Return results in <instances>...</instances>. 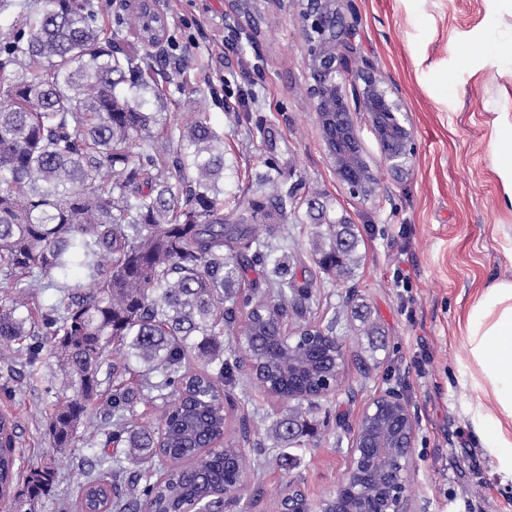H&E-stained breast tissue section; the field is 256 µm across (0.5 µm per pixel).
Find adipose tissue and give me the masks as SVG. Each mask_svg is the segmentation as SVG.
<instances>
[{"label":"adipose tissue","instance_id":"adipose-tissue-1","mask_svg":"<svg viewBox=\"0 0 512 512\" xmlns=\"http://www.w3.org/2000/svg\"><path fill=\"white\" fill-rule=\"evenodd\" d=\"M464 328L486 400L478 434L512 459V281L480 289Z\"/></svg>","mask_w":512,"mask_h":512}]
</instances>
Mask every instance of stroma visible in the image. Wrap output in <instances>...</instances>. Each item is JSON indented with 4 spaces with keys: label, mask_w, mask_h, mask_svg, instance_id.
<instances>
[{
    "label": "stroma",
    "mask_w": 512,
    "mask_h": 512,
    "mask_svg": "<svg viewBox=\"0 0 512 512\" xmlns=\"http://www.w3.org/2000/svg\"><path fill=\"white\" fill-rule=\"evenodd\" d=\"M162 4L170 42L152 75L164 98L146 111L169 128L206 116L224 148L225 211L254 197L262 175L293 190L288 216L269 211L254 239L312 285L310 311L288 312V327L331 328L344 348L341 384L310 414L314 432L291 469L277 458L271 400L250 378L227 386L225 435L243 438L253 468L239 505L224 512H277L289 482L314 504L334 494L364 407L387 390L418 422L412 512H512V460L477 434L482 396L462 323L479 288L512 280V200L494 167L497 130L512 120V0H352L358 49L399 91L416 144L409 174L384 175L387 196L369 201L344 189L326 157L295 9L263 0L250 45L224 25L231 0ZM182 59L184 76L174 69ZM313 197L355 226L358 262L348 274L322 273L316 227L294 220ZM369 320L379 335H367ZM38 367L33 377L22 362L0 361V410L17 416L18 468L57 474L37 512H58L87 451L52 448L51 404L68 381L50 353Z\"/></svg>",
    "instance_id": "35a3bbf8"
}]
</instances>
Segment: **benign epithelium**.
I'll return each instance as SVG.
<instances>
[{"mask_svg":"<svg viewBox=\"0 0 512 512\" xmlns=\"http://www.w3.org/2000/svg\"><path fill=\"white\" fill-rule=\"evenodd\" d=\"M299 6L298 15L308 46L305 77L326 155L348 192L363 200L387 193L377 170L401 179L409 174L415 153L414 135L402 97L377 75L373 64L358 60L356 18L350 0H279ZM238 38L253 39L240 0L225 15ZM365 122L377 141L373 158L362 144ZM417 421L410 406L385 391L363 409L354 429L345 476L336 493L324 500L347 501L336 512H408L409 476L416 468ZM288 512H306L304 491L293 483L282 489Z\"/></svg>","mask_w":512,"mask_h":512,"instance_id":"1","label":"benign epithelium"}]
</instances>
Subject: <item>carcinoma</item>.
Instances as JSON below:
<instances>
[{"instance_id":"cac0c4a2","label":"carcinoma","mask_w":512,"mask_h":512,"mask_svg":"<svg viewBox=\"0 0 512 512\" xmlns=\"http://www.w3.org/2000/svg\"><path fill=\"white\" fill-rule=\"evenodd\" d=\"M104 8L103 0H43L0 42V288L13 289L0 306V358L37 320L71 378L48 431L55 448L80 441L92 452L75 512H224L232 502L224 484L247 469L243 450L224 441V386L245 369L278 401L333 377L337 352L316 327L279 339L282 323L270 308L284 315L288 304L312 300L309 287L296 288L287 260L270 263L262 297L245 287L248 270L267 262L259 249L246 253L254 243L248 219L265 215V204L250 200L224 214V150L202 114L176 128L178 136L166 134L177 139L174 157L154 144L157 113L142 100L163 99L147 70L154 44L169 42L167 27L151 26L135 4L121 22L133 42L121 49L97 24ZM305 217L325 227L315 246L319 268L351 270L354 225L321 204ZM74 266L87 283L70 285L67 299L47 308L29 307L31 289L59 287ZM238 315L255 341L244 358L224 355V323ZM114 345L144 370L113 364L112 376L127 374L129 383L113 389L102 411L99 374ZM194 351L201 367L190 371ZM144 389L162 401L156 427L127 418ZM275 430L290 448L310 423L292 411ZM110 445L136 451L140 469L121 478L128 469ZM16 461L13 446L0 447L7 510L15 508V479L23 478L31 505L54 482L50 468L23 476Z\"/></svg>"}]
</instances>
